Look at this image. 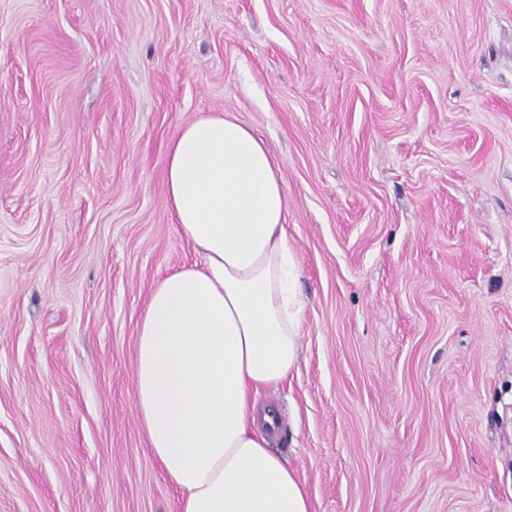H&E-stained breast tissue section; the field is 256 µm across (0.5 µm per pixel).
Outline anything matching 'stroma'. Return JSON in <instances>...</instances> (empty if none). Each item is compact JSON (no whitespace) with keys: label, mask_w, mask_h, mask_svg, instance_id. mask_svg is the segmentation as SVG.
Returning <instances> with one entry per match:
<instances>
[{"label":"stroma","mask_w":512,"mask_h":512,"mask_svg":"<svg viewBox=\"0 0 512 512\" xmlns=\"http://www.w3.org/2000/svg\"><path fill=\"white\" fill-rule=\"evenodd\" d=\"M209 112L282 177L313 512H512V0H0V512H179L135 329Z\"/></svg>","instance_id":"35a3bbf8"}]
</instances>
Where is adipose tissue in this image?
I'll return each mask as SVG.
<instances>
[{
	"label": "adipose tissue",
	"instance_id": "1",
	"mask_svg": "<svg viewBox=\"0 0 512 512\" xmlns=\"http://www.w3.org/2000/svg\"><path fill=\"white\" fill-rule=\"evenodd\" d=\"M165 194L197 259L153 288L136 326L149 451L180 512H312L257 406L296 366L306 307L278 167L249 127L212 112L171 141Z\"/></svg>",
	"mask_w": 512,
	"mask_h": 512
}]
</instances>
